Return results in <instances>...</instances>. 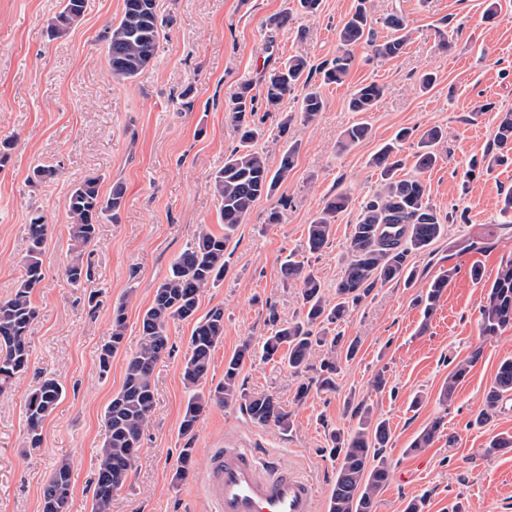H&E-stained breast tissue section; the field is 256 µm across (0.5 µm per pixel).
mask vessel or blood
<instances>
[{
  "instance_id": "vessel-or-blood-1",
  "label": "vessel or blood",
  "mask_w": 512,
  "mask_h": 512,
  "mask_svg": "<svg viewBox=\"0 0 512 512\" xmlns=\"http://www.w3.org/2000/svg\"><path fill=\"white\" fill-rule=\"evenodd\" d=\"M211 512H317L318 494L306 474L254 448H215L205 479Z\"/></svg>"
}]
</instances>
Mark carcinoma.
<instances>
[{
  "mask_svg": "<svg viewBox=\"0 0 512 512\" xmlns=\"http://www.w3.org/2000/svg\"><path fill=\"white\" fill-rule=\"evenodd\" d=\"M86 7L87 0H62L61 9L49 20L50 37L65 36L84 16ZM383 24L389 33L377 42L373 40L369 0H358L354 12L338 28V54L320 70L323 83H343L352 68L354 48L364 42L382 60L399 57L410 39L409 24L399 11L387 14ZM159 38L156 0H123L120 19L102 36L112 76L122 81L137 77L154 59ZM260 82L262 98L252 94L251 85L244 84L233 105L226 110L225 118L236 130L239 145L224 160V167L209 180V187L219 201L224 233L215 234L205 226L198 229L171 265L168 277L155 289L153 301L142 316L137 349L124 357L122 387L104 412L106 439L97 460L91 512H112L113 494L126 485L131 475L154 409V370L161 357L172 349L168 334L172 320L193 322L189 350L182 366L183 382L192 390L180 423V434L188 442L176 459L174 481L181 482L188 477L193 465L194 449L190 445L196 423L214 402L239 407L260 427L290 428L289 415L274 395L251 391L240 382L243 366L254 355L250 340L244 341L225 362L223 381L213 389L204 390L212 354L224 339V308L214 307L205 315L196 316L204 290L224 280L225 248L231 233L244 223L258 200L274 194L295 167L297 147L293 145L282 153L275 167L252 149V142L261 132L255 121L259 107H264L268 115L278 112L285 98L300 91V112L307 120H314L324 108L319 89L310 85L308 63L300 56L264 71ZM383 92V86L376 82L360 84L350 98L349 107L354 112H371ZM369 135V125L356 122L343 132L340 147L357 145ZM409 137V129L400 130L369 161L378 175L379 185L361 207L358 222L352 225L347 260L335 284V301L324 299L321 281L304 262L290 256L280 267L284 278L301 287L302 317L280 324L275 313H270L272 332L263 340V356L270 360L278 358L294 373L301 374L309 368L312 353L321 348L318 385L323 391L336 388L341 362L354 359L358 352L357 340L330 334V326L344 321L350 310L362 303L377 285L401 280L408 285L413 283L417 269L411 265L410 257L431 252L432 246L445 234V224L430 204L427 185L420 174L435 167L438 147L446 139V132L440 127L424 132L419 150L413 155V175L403 173L407 159L401 156L400 149L401 142ZM495 145L498 152L493 160L499 164L512 162V112L501 115ZM124 194L123 186L118 183L109 194H102L98 177H87L71 189L68 215L72 257L65 267L71 283L79 285L91 278V264L84 257L97 236L100 219L105 215L113 220L118 217ZM350 205L351 198L345 192L327 199L319 215L308 225L304 251L310 254L321 251L333 233L336 216ZM46 235L45 217L34 215L28 224L26 278L7 299L0 301V393L29 369V333L37 317L31 295L43 278ZM456 274L457 268H449L418 296L417 302L424 305L425 318L431 317ZM125 323L122 302L112 310V336L99 350V369L103 374L109 371L112 359L121 350ZM511 326L512 260L498 270L480 311V327L485 336H497ZM479 357L480 352H474L448 374L440 393L442 401H453L460 382ZM508 393H512L511 358L499 364L493 382L485 389V409L477 421L490 417ZM63 397L64 389L54 377L44 378L28 394L25 410L31 446L40 444L43 422ZM349 408L356 423L347 430L329 434L330 453L336 457L338 466L327 512H375L377 495L391 476V462L382 455V449L387 447L392 433L388 421L376 416L365 401ZM441 428L440 418L428 423L410 450L418 452L429 447ZM70 494L71 464L63 459L43 487L41 512H68Z\"/></svg>",
  "mask_w": 512,
  "mask_h": 512,
  "instance_id": "1",
  "label": "carcinoma"
}]
</instances>
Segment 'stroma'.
<instances>
[{
    "mask_svg": "<svg viewBox=\"0 0 512 512\" xmlns=\"http://www.w3.org/2000/svg\"><path fill=\"white\" fill-rule=\"evenodd\" d=\"M372 0L373 30L384 39L385 16L400 8L412 30L402 55L374 58L370 46L354 50L355 62L340 85L321 82L319 68L339 51L337 30L357 0H323L318 14L294 13L288 25L269 19L292 0H158L162 36L151 64L135 79L120 81L108 68L100 35L118 21L123 0H89L82 19L68 34L51 39L49 18L60 0H0V142L11 145L0 166V299L25 275L23 251L33 212L49 226L43 280L32 294L39 316L31 332V363L12 390L0 394V512H41L42 488L55 464L72 466L69 512H91L97 457L105 439L103 415L123 383V358L115 356L101 374L98 352L112 334V308L125 303L124 353L141 336V318L157 286L199 226L220 234L216 198L207 182L237 147L225 110L242 83L259 85L264 65L288 57L307 59L321 89L323 112L312 122L291 97L282 105L292 115L287 134L277 117L266 118L256 147L278 162L296 145L294 169L274 196L260 199L227 242L229 267L217 287L204 290L199 314L224 309V340L217 346L207 383L224 378V362L244 340L261 342L271 333L269 315L295 320L301 312L297 286L285 283L280 265L301 251L307 226L327 197L349 192L352 204L339 214L329 245L305 255V263L334 298V284L346 257V239L363 202L377 189L370 157L395 133L412 128L401 147L412 157L420 136L432 126L447 130L436 166L425 172L431 205L448 218L445 236L432 255L413 256V285L389 283L371 294L339 324L358 339L354 360L343 364L335 391L317 388V373L294 375L287 365L254 356L241 377L247 388L274 394L291 414L289 430L259 427L236 407L211 406L201 417L192 443L197 461L188 480L173 483L175 459L185 440L179 434L188 399L181 372L192 325H168L171 353L154 372L155 406L125 487L112 498V512H208L203 483L214 448H258L284 466L298 469L329 497L336 462L328 435L352 424L347 400H366L387 419L392 440L384 453L392 475L377 497L376 512H404L423 499L425 512H512V448L490 454L488 442L512 435V399L485 423L476 417L483 393L500 362L512 357V328L483 335L480 308L485 288L458 273L431 318L415 298L448 266H480L494 278L512 260V215L503 199L512 192V163L492 171L470 169L472 160L491 157L503 113L512 111V0ZM451 47L439 51L441 35ZM433 70L431 89L419 88L423 71ZM377 82L384 95L373 112L348 108L362 83ZM367 121L372 132L342 151L341 133ZM54 175L29 186L35 167ZM100 179L102 193L125 188L118 220L101 219L91 247L93 277L83 285L68 281L70 260L67 200L74 183ZM281 212L266 223L270 209ZM487 241L486 250L460 252L465 242ZM480 350L478 362L441 404L442 384L455 365ZM387 384L374 389L377 372ZM52 374L65 396L45 420L38 447L26 442L25 400L43 375ZM308 397L295 401L301 383ZM445 427L431 447L413 454L411 442L435 417Z\"/></svg>",
    "mask_w": 512,
    "mask_h": 512,
    "instance_id": "stroma-1",
    "label": "stroma"
}]
</instances>
